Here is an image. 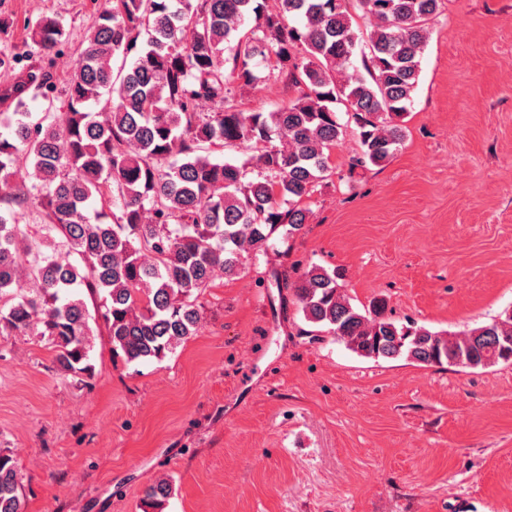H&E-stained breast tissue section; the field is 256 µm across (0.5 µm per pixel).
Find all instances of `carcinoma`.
Segmentation results:
<instances>
[{
  "label": "carcinoma",
  "mask_w": 512,
  "mask_h": 512,
  "mask_svg": "<svg viewBox=\"0 0 512 512\" xmlns=\"http://www.w3.org/2000/svg\"><path fill=\"white\" fill-rule=\"evenodd\" d=\"M440 0H102L65 88L30 70L0 113V335L45 340L58 369L92 374L90 322L129 363L160 361L195 335L199 296L217 272L234 275L270 240L300 231L302 206L333 174L350 125L361 153L351 167L389 161L420 77ZM368 23L361 28L359 21ZM50 56L67 40L61 21L28 23ZM272 70L298 96L276 112H243L233 88ZM45 107L34 119L29 97ZM203 102L215 105L199 111ZM255 142L241 162L205 154L217 142ZM29 181L16 180L21 169ZM254 168L257 176L246 178ZM100 199L108 209L86 215ZM40 233L23 243L20 220ZM305 320L351 351L423 366L485 368L512 362V308L461 334L400 326L385 303L353 306L339 275L320 266L293 283ZM96 301L89 312L83 294ZM172 493L156 481L144 500ZM0 512H21L17 466L0 450Z\"/></svg>",
  "instance_id": "1"
}]
</instances>
